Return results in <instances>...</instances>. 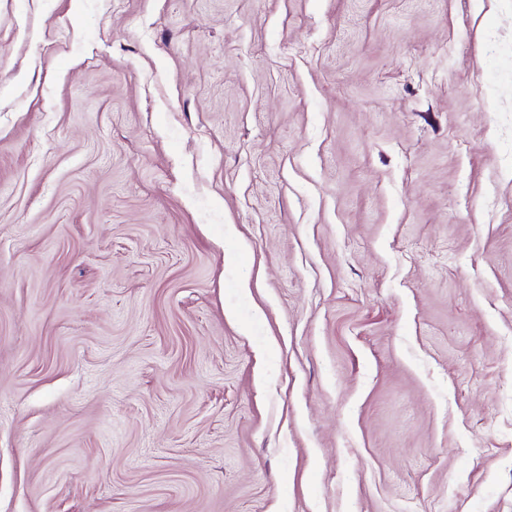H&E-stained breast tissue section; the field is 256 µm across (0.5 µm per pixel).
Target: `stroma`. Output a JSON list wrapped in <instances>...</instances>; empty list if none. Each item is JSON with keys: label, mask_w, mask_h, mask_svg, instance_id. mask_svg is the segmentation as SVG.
I'll list each match as a JSON object with an SVG mask.
<instances>
[{"label": "stroma", "mask_w": 512, "mask_h": 512, "mask_svg": "<svg viewBox=\"0 0 512 512\" xmlns=\"http://www.w3.org/2000/svg\"><path fill=\"white\" fill-rule=\"evenodd\" d=\"M0 512H512V0H0Z\"/></svg>", "instance_id": "obj_1"}]
</instances>
